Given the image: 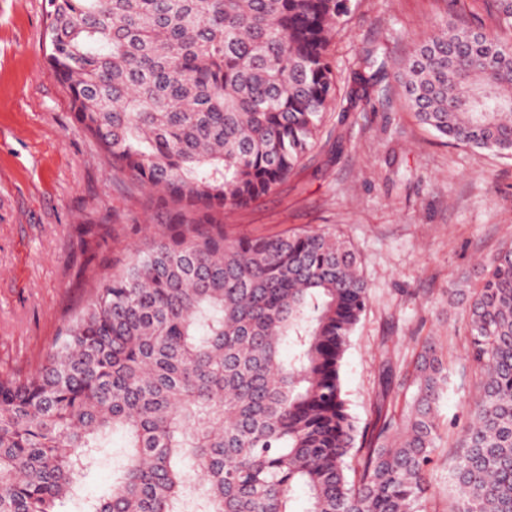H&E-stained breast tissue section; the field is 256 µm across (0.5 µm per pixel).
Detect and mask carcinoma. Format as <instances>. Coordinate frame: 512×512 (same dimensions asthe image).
Segmentation results:
<instances>
[{
	"instance_id": "cac0c4a2",
	"label": "carcinoma",
	"mask_w": 512,
	"mask_h": 512,
	"mask_svg": "<svg viewBox=\"0 0 512 512\" xmlns=\"http://www.w3.org/2000/svg\"><path fill=\"white\" fill-rule=\"evenodd\" d=\"M402 84L439 137L512 156V0H456ZM47 63L74 118L165 209L32 372H0V512H426L448 393L427 338L386 352L396 391L362 429L341 370L369 302L352 244L324 230L230 239L224 222L325 134L328 47L354 0H47ZM451 512H512V244L465 307ZM102 448L112 492L80 480Z\"/></svg>"
}]
</instances>
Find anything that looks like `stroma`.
Masks as SVG:
<instances>
[{"label":"stroma","instance_id":"stroma-1","mask_svg":"<svg viewBox=\"0 0 512 512\" xmlns=\"http://www.w3.org/2000/svg\"><path fill=\"white\" fill-rule=\"evenodd\" d=\"M450 13V0H357L330 47L331 138L227 220L234 237L326 229L350 240L370 291L341 370L360 424L381 390L384 350L409 354L432 336L460 362L466 319L448 291L512 241V159L440 139L417 120L398 79L429 22ZM46 22V0H0V371L22 374L130 249L163 229L152 194L113 177L75 122L70 94L47 66ZM369 49L384 56L382 73L366 69ZM358 72L368 96L351 108ZM476 394V384L452 385L439 404L430 512H450L457 497L449 445Z\"/></svg>","mask_w":512,"mask_h":512}]
</instances>
